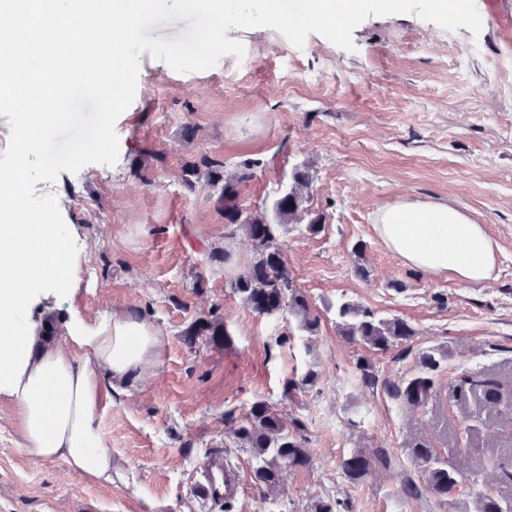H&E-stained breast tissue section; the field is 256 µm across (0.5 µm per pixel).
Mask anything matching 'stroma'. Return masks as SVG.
Masks as SVG:
<instances>
[{
	"label": "stroma",
	"instance_id": "1",
	"mask_svg": "<svg viewBox=\"0 0 512 512\" xmlns=\"http://www.w3.org/2000/svg\"><path fill=\"white\" fill-rule=\"evenodd\" d=\"M476 7L480 35L410 14L374 16L354 30L352 52L314 33L299 49L271 28L229 29L254 60L247 69L227 55L182 74L141 54L135 99L116 123L117 163L35 186L56 196L72 226L77 272L71 286L38 295L29 322L51 314L61 326L93 325L130 314L158 331L162 347L147 377L100 412L108 483L23 454L16 404L0 396V512H308L319 498L341 501L344 512H474L479 493L512 497L498 480L512 468V420L448 392L462 372L512 384V0ZM283 146L310 164L309 205L325 224L318 233L291 224L281 236L295 285L321 318L314 336L289 313H252L232 292L251 242L240 228L225 238L211 187L180 179L203 154L234 174ZM398 200L445 201L484 225L499 247L492 277L467 286L392 254L372 214ZM223 246L235 266L210 260ZM343 297L412 324L409 350L383 354L340 336L334 306ZM214 318L226 340L188 346L185 329ZM428 347L449 358L426 408L398 406L357 379L358 359L398 378L416 371ZM308 374L313 382L287 395L286 382ZM258 398L304 425L311 450L310 466L285 470L274 490L252 480L251 456L225 416ZM417 437L464 473L448 500L402 492ZM372 448L393 449L390 469L354 484L341 477L344 456ZM216 453L239 477L229 499L204 490V464Z\"/></svg>",
	"mask_w": 512,
	"mask_h": 512
}]
</instances>
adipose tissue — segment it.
<instances>
[{
  "label": "adipose tissue",
  "instance_id": "adipose-tissue-1",
  "mask_svg": "<svg viewBox=\"0 0 512 512\" xmlns=\"http://www.w3.org/2000/svg\"><path fill=\"white\" fill-rule=\"evenodd\" d=\"M0 0V88L25 97V124L14 169L0 173V394L14 399L34 460L63 461L69 471L111 482L112 452L99 412L112 392L142 377L161 349L146 321L116 315L94 326L77 322L43 342L18 319L38 289L73 278L70 232L50 210L23 207L19 178L42 164L44 140L61 114L80 111L95 88L98 58L126 52L122 33L136 27L144 0ZM385 246L426 275L463 284L488 280L498 248L484 225L443 201L399 200L373 213Z\"/></svg>",
  "mask_w": 512,
  "mask_h": 512
}]
</instances>
